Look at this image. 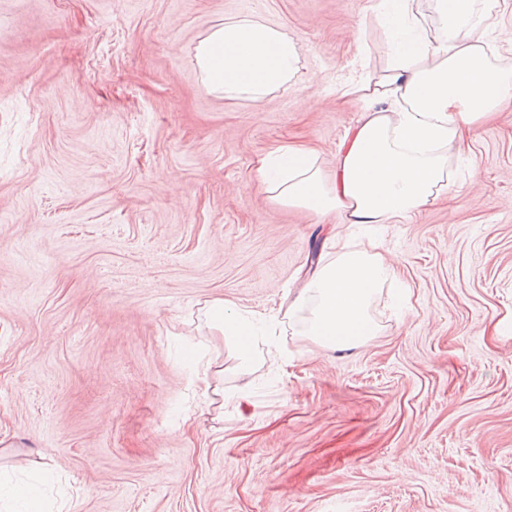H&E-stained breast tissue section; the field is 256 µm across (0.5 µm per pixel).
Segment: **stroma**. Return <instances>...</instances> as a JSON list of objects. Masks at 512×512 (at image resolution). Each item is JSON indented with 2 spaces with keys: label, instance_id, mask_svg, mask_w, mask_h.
Here are the masks:
<instances>
[{
  "label": "stroma",
  "instance_id": "1",
  "mask_svg": "<svg viewBox=\"0 0 512 512\" xmlns=\"http://www.w3.org/2000/svg\"><path fill=\"white\" fill-rule=\"evenodd\" d=\"M376 3L0 0L1 471L51 468L70 512H512V105L456 167L476 189L376 228L398 283L365 347L284 325L246 371L201 321L277 308L352 234L256 169L330 162L361 117L341 86L390 60ZM231 18L288 31L295 86L209 91L195 48Z\"/></svg>",
  "mask_w": 512,
  "mask_h": 512
}]
</instances>
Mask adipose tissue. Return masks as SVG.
Returning <instances> with one entry per match:
<instances>
[{
	"label": "adipose tissue",
	"instance_id": "ef3b65f1",
	"mask_svg": "<svg viewBox=\"0 0 512 512\" xmlns=\"http://www.w3.org/2000/svg\"><path fill=\"white\" fill-rule=\"evenodd\" d=\"M427 8L439 23L432 39L422 34ZM377 15L390 35L392 60L342 87L362 116L340 139L332 172L296 145L262 159L256 176L278 203L337 212L345 223L368 227L421 214L454 188L450 162L469 152L475 128L512 101V71L494 64L486 38L494 25L491 0H378ZM195 65L211 92L258 101L295 84L300 51L282 28L233 19L200 39ZM394 277L376 240L342 239L335 257L277 313L245 316L220 299L205 306L203 322L235 341L246 369L255 361L257 331H275L285 318H302L305 335L323 347L357 348L376 335L370 307Z\"/></svg>",
	"mask_w": 512,
	"mask_h": 512
}]
</instances>
